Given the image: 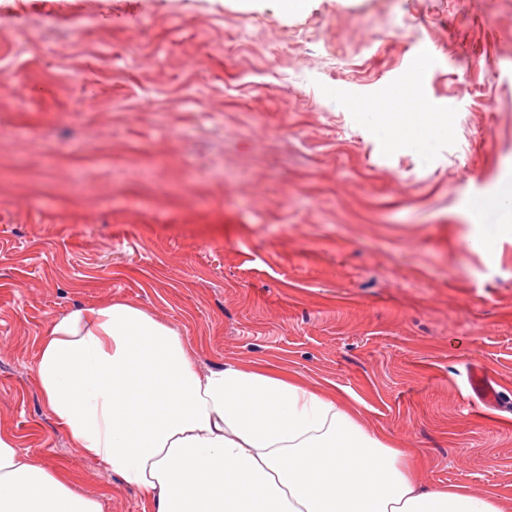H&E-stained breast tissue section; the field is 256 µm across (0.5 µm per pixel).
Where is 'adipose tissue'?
Instances as JSON below:
<instances>
[{"instance_id":"obj_1","label":"adipose tissue","mask_w":512,"mask_h":512,"mask_svg":"<svg viewBox=\"0 0 512 512\" xmlns=\"http://www.w3.org/2000/svg\"><path fill=\"white\" fill-rule=\"evenodd\" d=\"M429 62L372 104L390 145L446 132L417 93ZM36 379L83 455L152 512H512L493 493L426 487L413 454L357 407L267 366L200 373L173 326L123 300L76 306L43 333ZM0 512H103L66 470L0 434Z\"/></svg>"}]
</instances>
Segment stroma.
<instances>
[{"label":"stroma","mask_w":512,"mask_h":512,"mask_svg":"<svg viewBox=\"0 0 512 512\" xmlns=\"http://www.w3.org/2000/svg\"><path fill=\"white\" fill-rule=\"evenodd\" d=\"M430 59L446 113L394 148L359 106ZM0 432L104 512H151L74 448L46 326L129 301L208 372L351 393L424 481L512 501V0H0ZM480 366L501 400L466 397Z\"/></svg>","instance_id":"35a3bbf8"}]
</instances>
